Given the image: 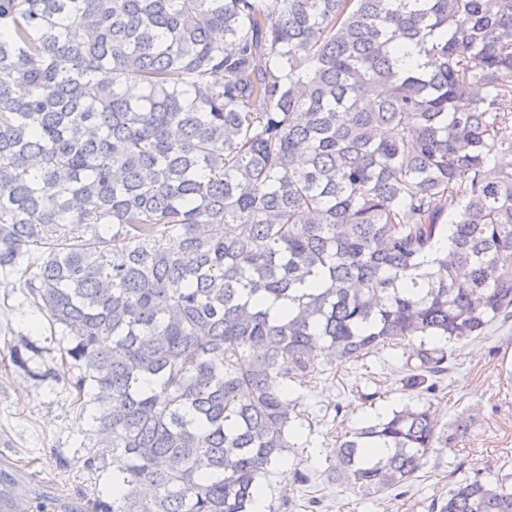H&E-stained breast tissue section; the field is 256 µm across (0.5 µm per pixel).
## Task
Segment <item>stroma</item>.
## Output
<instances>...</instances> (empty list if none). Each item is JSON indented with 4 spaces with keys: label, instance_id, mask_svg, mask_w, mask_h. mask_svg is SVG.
Wrapping results in <instances>:
<instances>
[{
    "label": "stroma",
    "instance_id": "35a3bbf8",
    "mask_svg": "<svg viewBox=\"0 0 512 512\" xmlns=\"http://www.w3.org/2000/svg\"><path fill=\"white\" fill-rule=\"evenodd\" d=\"M60 332L29 303L15 274L0 270V483L9 482L27 512H89L97 498H110L112 482L101 464L111 463L91 431L92 411L75 401V373L61 361ZM20 351L24 364L13 363ZM399 353L385 350L356 365L329 366L293 387L304 414L293 424L292 449L263 482L269 512H424L446 494L449 472L459 461L482 470L512 472V324L488 327L465 342L453 373L428 395L394 380ZM373 394V402L349 403L351 384ZM432 401L447 423L458 412L473 414L468 435L455 447L432 455L405 497L363 495L328 481L337 433L406 404ZM344 411H337V404ZM310 481L293 482L290 469ZM321 500L310 506L311 497Z\"/></svg>",
    "mask_w": 512,
    "mask_h": 512
}]
</instances>
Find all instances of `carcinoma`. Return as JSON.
Wrapping results in <instances>:
<instances>
[{"label": "carcinoma", "instance_id": "1", "mask_svg": "<svg viewBox=\"0 0 512 512\" xmlns=\"http://www.w3.org/2000/svg\"><path fill=\"white\" fill-rule=\"evenodd\" d=\"M0 269L123 460L91 512H251L319 359L418 336L434 394L512 320V0H0ZM472 421L405 405L328 478L404 495ZM451 478L428 512H512Z\"/></svg>", "mask_w": 512, "mask_h": 512}]
</instances>
